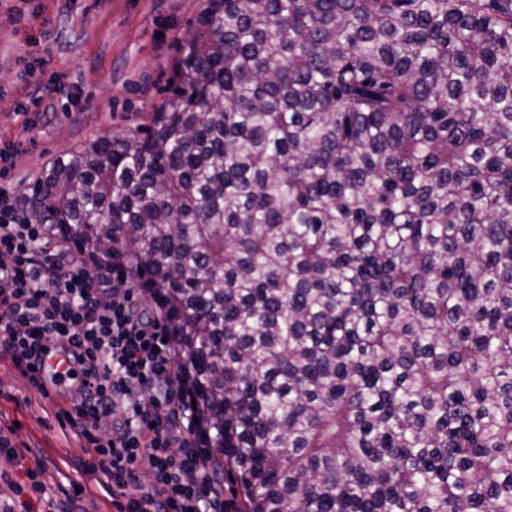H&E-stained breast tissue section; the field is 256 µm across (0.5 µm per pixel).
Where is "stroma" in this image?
I'll list each match as a JSON object with an SVG mask.
<instances>
[{"label": "stroma", "mask_w": 512, "mask_h": 512, "mask_svg": "<svg viewBox=\"0 0 512 512\" xmlns=\"http://www.w3.org/2000/svg\"><path fill=\"white\" fill-rule=\"evenodd\" d=\"M206 0H0V147L13 152L0 186L14 197L56 157L99 134L147 125L168 95L181 45ZM0 447L15 512H56L71 499L115 512L83 476L87 454L57 409L0 359Z\"/></svg>", "instance_id": "obj_1"}]
</instances>
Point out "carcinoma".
<instances>
[{"label":"carcinoma","instance_id":"cac0c4a2","mask_svg":"<svg viewBox=\"0 0 512 512\" xmlns=\"http://www.w3.org/2000/svg\"><path fill=\"white\" fill-rule=\"evenodd\" d=\"M22 201L124 259L240 512H512V0H208Z\"/></svg>","mask_w":512,"mask_h":512}]
</instances>
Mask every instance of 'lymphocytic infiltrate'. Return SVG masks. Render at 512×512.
<instances>
[{"instance_id": "f902f5d3", "label": "lymphocytic infiltrate", "mask_w": 512, "mask_h": 512, "mask_svg": "<svg viewBox=\"0 0 512 512\" xmlns=\"http://www.w3.org/2000/svg\"><path fill=\"white\" fill-rule=\"evenodd\" d=\"M121 265L71 255L42 224H28L0 188V358L25 370L49 353L77 385L59 390L60 415L86 442L87 473L102 475L117 512H235L200 448L168 330L134 299Z\"/></svg>"}]
</instances>
